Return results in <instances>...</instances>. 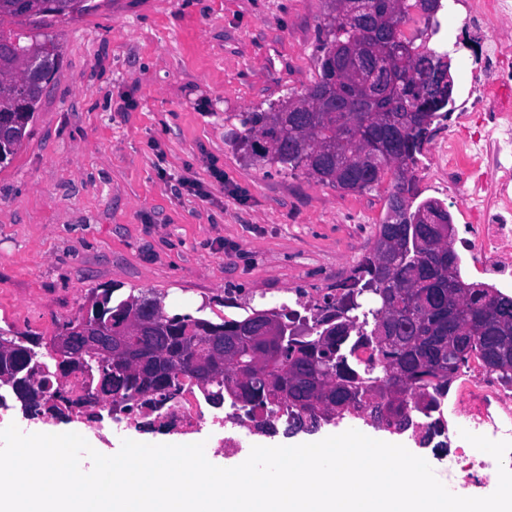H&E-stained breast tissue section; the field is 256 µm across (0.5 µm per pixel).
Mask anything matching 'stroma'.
<instances>
[{
  "label": "stroma",
  "instance_id": "stroma-1",
  "mask_svg": "<svg viewBox=\"0 0 512 512\" xmlns=\"http://www.w3.org/2000/svg\"><path fill=\"white\" fill-rule=\"evenodd\" d=\"M98 2L54 26L59 65L0 167V326L54 336L93 288L154 291L189 312L207 301L221 316L227 297L315 301L350 275L390 183L349 193L281 174L231 136L238 113L314 81L324 0ZM349 429L437 455L359 420L296 439Z\"/></svg>",
  "mask_w": 512,
  "mask_h": 512
}]
</instances>
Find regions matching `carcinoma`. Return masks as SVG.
Listing matches in <instances>:
<instances>
[{"label": "carcinoma", "mask_w": 512, "mask_h": 512, "mask_svg": "<svg viewBox=\"0 0 512 512\" xmlns=\"http://www.w3.org/2000/svg\"><path fill=\"white\" fill-rule=\"evenodd\" d=\"M374 0H325L318 30V75L298 95L269 104L268 108L239 115L242 131L235 142L248 150L249 159L280 172H300L322 185L348 192L379 186L392 175L387 209L376 225L375 240L357 262L352 275L336 285V292L304 312L283 303L278 307L238 306L242 313L215 322L197 314L165 310L164 298L152 292L129 293L114 300L113 289L93 288L78 314L58 324L63 333L85 318L96 319L115 334L127 330L133 318L147 315L152 303L163 318L149 332L131 338L133 351L152 352L172 373L174 391L151 394L146 379L109 373L99 362L84 358V365L102 393H120L129 411L138 405H161L183 389L180 376L195 386L213 407L229 405L244 412L256 431L286 435L314 432L303 427L323 402L338 410V419L367 420L414 431L423 427L420 444L446 448L440 438L445 424L441 403L458 375L477 359L501 382L512 384V296L494 288H479L460 273L453 239L442 241L424 233V227L448 220L451 213L432 199H420L414 166L436 132L449 119L450 101L432 89L434 66L449 70L448 54L421 53L404 39L402 27L416 0H402L392 12L376 7L375 25L393 32L391 46L379 45L370 64H359L353 80L377 85V74L388 73L377 96L347 93L358 111H336V85L326 56L338 42L355 39L371 44L373 31L353 29L352 16L367 10ZM93 0H0V119L8 122L0 139V164L11 160L29 136L28 125L42 100L45 83L23 76L31 67L50 77L60 55L59 43L49 32L59 19H75L95 11ZM411 106L413 112L403 108ZM392 144L389 159L370 179L357 171L370 164L372 151ZM398 212L403 233L396 237L392 212ZM395 240L394 265L382 264L381 246ZM394 321L397 336L391 348L376 342L375 332L385 316ZM276 325L285 330L280 347L259 339L261 329ZM450 336L472 338L464 350ZM224 343L230 354L222 376L202 382L191 361L195 349L210 341ZM15 347V374L0 389L12 391L28 417H64L58 405L44 408L38 395L57 383L66 361L39 349L49 342L12 326L0 328V343ZM368 356L363 358L361 353ZM39 366L33 379L29 369Z\"/></svg>", "instance_id": "1"}]
</instances>
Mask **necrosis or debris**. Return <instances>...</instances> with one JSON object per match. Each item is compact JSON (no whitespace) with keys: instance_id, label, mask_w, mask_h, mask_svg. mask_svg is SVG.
I'll return each mask as SVG.
<instances>
[{"instance_id":"1","label":"necrosis or debris","mask_w":512,"mask_h":512,"mask_svg":"<svg viewBox=\"0 0 512 512\" xmlns=\"http://www.w3.org/2000/svg\"><path fill=\"white\" fill-rule=\"evenodd\" d=\"M460 11L461 37L452 48L475 60L466 98L456 109L447 133L432 144L422 168L432 188L444 193L464 223L458 243L468 268L495 285L512 286V38L500 27L512 20V0H453ZM96 383L81 366L56 388L77 400L72 422L84 424L99 409H111V399L85 402ZM151 422L155 432L171 430L191 436L206 433L211 447L227 455L241 453L242 433L251 422L235 412L207 413L192 381L180 395L163 405L137 407L116 415L115 424L136 427ZM448 428L468 430L494 441H512V387L471 361L456 380L448 401Z\"/></svg>"}]
</instances>
